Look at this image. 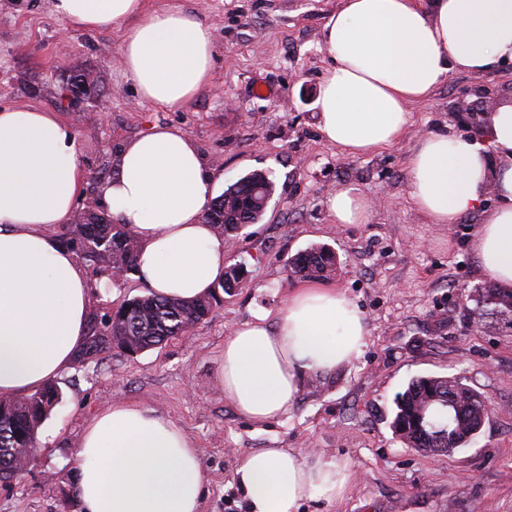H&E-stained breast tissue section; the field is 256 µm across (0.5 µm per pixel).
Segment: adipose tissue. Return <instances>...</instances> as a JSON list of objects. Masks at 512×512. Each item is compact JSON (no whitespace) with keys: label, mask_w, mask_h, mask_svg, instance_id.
<instances>
[{"label":"adipose tissue","mask_w":512,"mask_h":512,"mask_svg":"<svg viewBox=\"0 0 512 512\" xmlns=\"http://www.w3.org/2000/svg\"><path fill=\"white\" fill-rule=\"evenodd\" d=\"M61 20L101 30L132 20L121 62L139 96L179 108L210 84L211 27L180 8L144 0H51ZM330 65L319 131L353 155L398 141L409 103L426 100L453 71L512 61V0H342L323 27ZM409 196L432 224L482 211L472 249L496 284L512 287V101L492 112L485 139L432 131L406 159ZM81 182L76 134L55 113L0 108V398L34 392L67 371L84 342L90 283L54 231ZM216 179L181 129L156 126L126 142L102 186L104 204L140 243L136 276L149 292L207 294L225 271L228 242L204 213ZM496 206L483 210L487 191ZM336 223H367L359 188L328 200ZM363 312L340 289L295 288L277 313L259 310L224 338L219 383L237 414L265 424L286 415L306 379L358 357ZM79 512H200L201 452L175 422L118 399L87 426L77 454ZM250 512H299L341 497L347 467L288 448L241 454L235 469Z\"/></svg>","instance_id":"ef3b65f1"}]
</instances>
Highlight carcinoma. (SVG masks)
<instances>
[{"label": "carcinoma", "instance_id": "cac0c4a2", "mask_svg": "<svg viewBox=\"0 0 512 512\" xmlns=\"http://www.w3.org/2000/svg\"><path fill=\"white\" fill-rule=\"evenodd\" d=\"M273 194V183L263 172H254L229 185L209 205L205 217L224 237L232 240L246 227L258 223ZM83 253L123 275L135 271L140 244L126 225L105 213L90 212L76 226ZM336 256L325 246L310 247L287 263L291 277L310 279L333 272ZM243 283V269L233 267L205 296L194 300L146 294L124 301L112 313V324L91 327L76 360L85 363L98 354L117 349L126 352L124 341L107 335L118 329L130 337L133 350L144 352L206 319L223 301L224 292ZM478 320L493 316L512 325V289L484 285L473 296ZM61 398L57 382H51L21 399H0V475L13 472L18 449L35 445L38 429ZM392 428L410 448H462L465 437L487 415L485 401L456 378L422 376L409 382L395 397Z\"/></svg>", "mask_w": 512, "mask_h": 512}]
</instances>
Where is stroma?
<instances>
[{
    "instance_id": "1",
    "label": "stroma",
    "mask_w": 512,
    "mask_h": 512,
    "mask_svg": "<svg viewBox=\"0 0 512 512\" xmlns=\"http://www.w3.org/2000/svg\"><path fill=\"white\" fill-rule=\"evenodd\" d=\"M341 0H145L147 9L182 7L211 26L210 88L189 106L142 100L124 76L125 25L89 32L69 26L50 0H0V107L58 113L74 130L85 180L57 233L74 252V229L104 211L100 188L121 145L156 125L180 127L198 145L219 189L262 172L274 183L263 218L230 245L227 266L243 265V284L186 333L136 355L113 350L58 379L62 398L38 430L36 462L0 482V512H76V452L92 418L113 400L151 409L181 426L202 450L201 512H243L233 479L240 453L291 448L349 466L341 498L309 500L301 512H512V327L478 321L472 297L488 284L470 246L479 214L431 224L408 194L405 158L439 127L472 137L478 130L458 102L488 121L512 99V63L452 72L432 96L410 104L397 143L361 156L341 152L318 130L319 86L329 64L323 24ZM96 85L75 91L84 74ZM272 85L254 95L255 82ZM72 87L62 103L63 87ZM101 111L99 120L90 114ZM348 185L372 203L365 224H338L327 200ZM336 254L323 283L363 310L369 336L362 355L309 380L288 415L254 424L240 417L217 383L230 328L264 308L277 311L295 288L285 263L312 246ZM92 286L90 315L101 318L143 295L133 276L100 287L98 265L82 261ZM459 379L490 405L465 447L427 454L407 447L391 427L394 398L420 376Z\"/></svg>"
}]
</instances>
